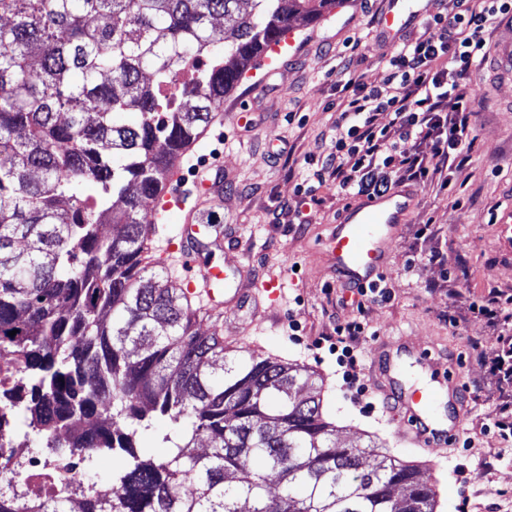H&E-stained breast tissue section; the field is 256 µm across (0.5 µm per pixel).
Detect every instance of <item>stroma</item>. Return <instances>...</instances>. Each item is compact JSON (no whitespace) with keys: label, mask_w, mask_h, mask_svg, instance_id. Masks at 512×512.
Masks as SVG:
<instances>
[{"label":"stroma","mask_w":512,"mask_h":512,"mask_svg":"<svg viewBox=\"0 0 512 512\" xmlns=\"http://www.w3.org/2000/svg\"><path fill=\"white\" fill-rule=\"evenodd\" d=\"M386 0H348L345 7L318 21L299 24L289 43L270 53L224 99L218 119L186 154L185 177L178 192L188 191L197 167L221 171L223 196L201 200L199 216L218 225L199 249L202 259L232 276L244 298L237 311L203 321V331L219 330L232 346L261 357L298 363L318 373L330 419L339 439L383 441L387 451L405 462L426 465L438 492L439 512H512V442L495 433L482 437L479 449L459 446L422 449L401 443L396 430L403 416L353 402L342 381L336 355L326 340L334 326L357 317L350 289L337 285L316 240L332 224L347 199L328 181L314 201L298 192L307 161L325 148L324 133L336 122V65L346 55L347 40L363 36L357 74L369 85L381 84L384 63L393 54L398 34L381 35L367 28L371 12ZM468 89L475 103L476 140L470 161L452 174L451 190L437 183L417 188V200L392 243L385 282L389 303L367 304L365 315L374 333L361 337L364 359H371L379 338L405 354L427 352L442 370L466 390L469 431H478L497 396V380L480 357L497 343L498 332L469 305L492 291L512 294V251L500 241L491 213L512 204V79L493 69L470 73ZM249 112L253 127L243 132L233 115ZM302 212L303 223L276 224L282 205ZM432 223L435 234L417 238L416 230ZM439 252L449 260L463 258L466 274L444 281L439 266L407 270L412 252ZM278 280V295L265 316L253 317V293L269 277ZM434 289H426V282ZM301 324L288 333L289 319ZM496 485V500H482V483Z\"/></svg>","instance_id":"35a3bbf8"}]
</instances>
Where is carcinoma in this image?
Here are the masks:
<instances>
[{
  "instance_id": "cac0c4a2",
  "label": "carcinoma",
  "mask_w": 512,
  "mask_h": 512,
  "mask_svg": "<svg viewBox=\"0 0 512 512\" xmlns=\"http://www.w3.org/2000/svg\"><path fill=\"white\" fill-rule=\"evenodd\" d=\"M240 2L0 0V351L19 366L0 425L78 449L86 476L48 499L3 487L0 512H437L417 466L336 441L315 373L227 356L149 261L143 199L263 50L335 6ZM183 69L177 100L162 88ZM156 421L162 456L136 446ZM33 447L16 432L0 457ZM106 452L111 495L92 481Z\"/></svg>"
}]
</instances>
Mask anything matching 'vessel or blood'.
I'll return each mask as SVG.
<instances>
[{
    "instance_id": "vessel-or-blood-1",
    "label": "vessel or blood",
    "mask_w": 512,
    "mask_h": 512,
    "mask_svg": "<svg viewBox=\"0 0 512 512\" xmlns=\"http://www.w3.org/2000/svg\"><path fill=\"white\" fill-rule=\"evenodd\" d=\"M422 12L414 0H391L380 18L385 33L419 20ZM499 77H512V12L501 22V35L495 58ZM415 199L413 189L393 187L386 194L363 198L343 210L321 236L318 247L338 284L346 288H370L378 284L386 269L390 248L400 225ZM201 233L199 224L185 220L182 239V269L190 293L206 298L209 313L223 314L237 306L241 289L223 285L224 273L218 266L203 263L199 254L189 249V242ZM415 365L430 371L427 387L405 386L393 373L394 362L387 343H380L373 358L372 378L385 402H396L404 413L403 440L419 448H440L453 444L465 425V406L460 388L452 376L442 373L439 366L423 352L413 354Z\"/></svg>"
}]
</instances>
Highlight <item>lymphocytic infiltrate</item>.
Wrapping results in <instances>:
<instances>
[{"label": "lymphocytic infiltrate", "mask_w": 512, "mask_h": 512, "mask_svg": "<svg viewBox=\"0 0 512 512\" xmlns=\"http://www.w3.org/2000/svg\"><path fill=\"white\" fill-rule=\"evenodd\" d=\"M419 36L400 38L386 60L385 78L369 86L355 78L358 59L340 63L339 115L328 139L329 150L311 158L299 191L311 196L315 184L333 179L346 196L388 192L395 181L413 184L447 177L468 158L474 142V101L466 78L490 56L484 32L512 11V0H433ZM391 120L382 125L381 113ZM366 317L336 325L330 348L337 354L345 384L358 399L373 398L363 373L359 339L368 335Z\"/></svg>", "instance_id": "f902f5d3"}]
</instances>
